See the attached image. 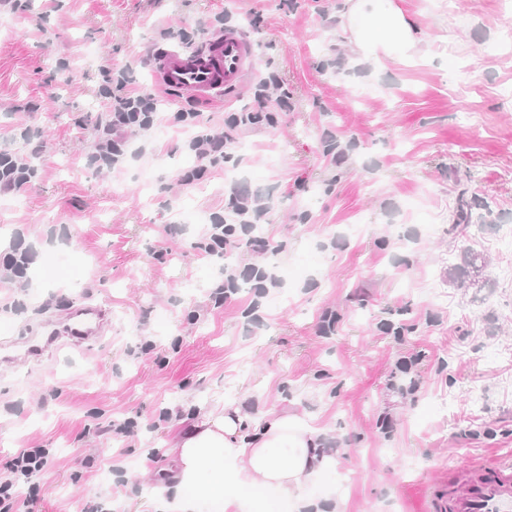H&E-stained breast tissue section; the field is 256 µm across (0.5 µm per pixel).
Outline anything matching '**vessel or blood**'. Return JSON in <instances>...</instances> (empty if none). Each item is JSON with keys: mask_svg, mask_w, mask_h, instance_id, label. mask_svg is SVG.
<instances>
[{"mask_svg": "<svg viewBox=\"0 0 512 512\" xmlns=\"http://www.w3.org/2000/svg\"><path fill=\"white\" fill-rule=\"evenodd\" d=\"M254 66L251 43L229 28L195 51L175 46L162 50L154 61V75L163 89L211 101L240 89ZM109 325L107 310L85 308L65 325H44L28 349L35 352L59 341H86L102 335ZM425 512H512V459L462 463L448 480L431 486Z\"/></svg>", "mask_w": 512, "mask_h": 512, "instance_id": "1", "label": "vessel or blood"}]
</instances>
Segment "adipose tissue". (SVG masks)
Segmentation results:
<instances>
[{"label":"adipose tissue","instance_id":"ef3b65f1","mask_svg":"<svg viewBox=\"0 0 512 512\" xmlns=\"http://www.w3.org/2000/svg\"><path fill=\"white\" fill-rule=\"evenodd\" d=\"M341 18L364 56L383 64L413 49L418 29L391 0H345ZM323 430L298 417L269 411L253 417L234 406L198 409L169 444L173 467L156 489L159 512H255L248 489L270 488L288 501L289 512H319L307 484L333 469L322 449Z\"/></svg>","mask_w":512,"mask_h":512}]
</instances>
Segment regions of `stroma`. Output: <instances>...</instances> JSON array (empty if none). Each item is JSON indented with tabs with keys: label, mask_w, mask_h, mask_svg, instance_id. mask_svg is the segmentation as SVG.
Returning <instances> with one entry per match:
<instances>
[{
	"label": "stroma",
	"mask_w": 512,
	"mask_h": 512,
	"mask_svg": "<svg viewBox=\"0 0 512 512\" xmlns=\"http://www.w3.org/2000/svg\"><path fill=\"white\" fill-rule=\"evenodd\" d=\"M392 2L420 42L379 68L341 25L343 0H0V149L40 169L0 195V248L33 250L0 336L112 311L96 341L0 366V473L22 449L53 451L22 512H155L177 430L157 417L202 402L323 429L336 466L305 488L322 512H422L425 487L462 461L512 456V0ZM226 28L252 44L248 87L162 93L144 157L89 164L106 69L155 88L153 53ZM271 72L289 96L278 126L238 132L231 163L182 184L192 132L172 113L221 122ZM234 178L268 203L261 233L280 250L233 260L279 283L217 308L221 268L196 242ZM466 251L485 258V287L449 281ZM403 357L418 360L407 377ZM125 419L135 434L113 436Z\"/></svg>",
	"instance_id": "stroma-1"
}]
</instances>
